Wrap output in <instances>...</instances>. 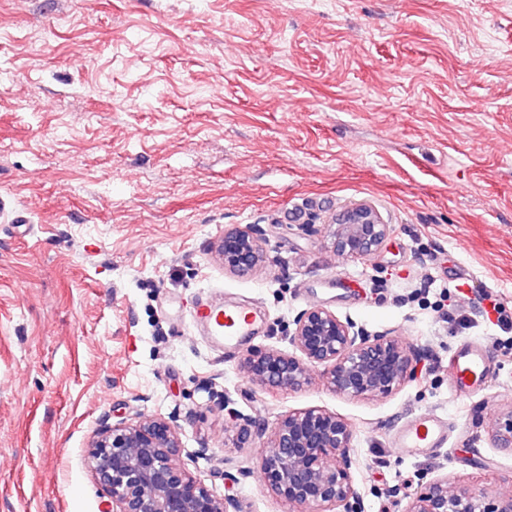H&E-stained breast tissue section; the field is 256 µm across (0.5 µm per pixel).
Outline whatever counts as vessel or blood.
Here are the masks:
<instances>
[{
	"label": "vessel or blood",
	"mask_w": 512,
	"mask_h": 512,
	"mask_svg": "<svg viewBox=\"0 0 512 512\" xmlns=\"http://www.w3.org/2000/svg\"><path fill=\"white\" fill-rule=\"evenodd\" d=\"M196 327L215 347L231 345L250 335L257 323L256 313L234 302L206 297L195 307ZM490 373V356L485 346L463 343L452 362L451 382L454 394L462 395L480 387ZM448 442V422L433 416H415L406 420L394 437L403 454L427 456Z\"/></svg>",
	"instance_id": "b4317fda"
}]
</instances>
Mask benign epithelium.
<instances>
[{"label": "benign epithelium", "mask_w": 512, "mask_h": 512, "mask_svg": "<svg viewBox=\"0 0 512 512\" xmlns=\"http://www.w3.org/2000/svg\"><path fill=\"white\" fill-rule=\"evenodd\" d=\"M334 247L349 259L372 256L384 246L390 225L368 202H356L335 218ZM224 269L238 276L269 263L252 228L224 232L215 245ZM295 353L274 348L248 351L241 363L246 378L272 392L302 389L312 382L310 367H323L326 386L349 398L387 397L411 381L421 350L388 333H370L321 305L297 314L289 333ZM267 436L252 462L264 485L288 512H363L352 476L354 431L342 417L317 407L289 412L271 433L252 422L238 427V444ZM494 447L512 454V409L490 429ZM182 440L173 421L141 413L104 424L87 457L94 479L112 499L110 512H237L230 496H218L179 463ZM404 512H512V489L478 498L466 486L448 489V479L419 475Z\"/></svg>", "instance_id": "7a95c632"}]
</instances>
